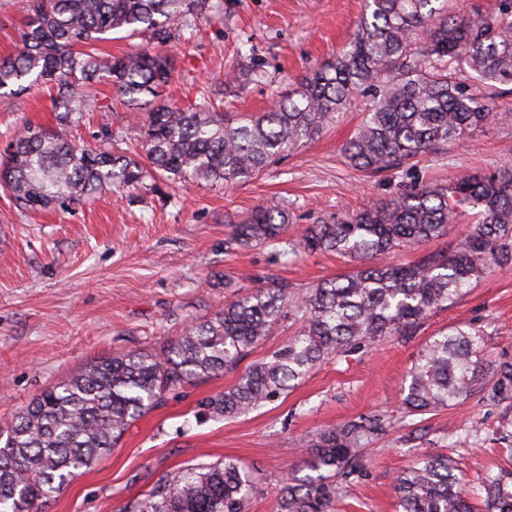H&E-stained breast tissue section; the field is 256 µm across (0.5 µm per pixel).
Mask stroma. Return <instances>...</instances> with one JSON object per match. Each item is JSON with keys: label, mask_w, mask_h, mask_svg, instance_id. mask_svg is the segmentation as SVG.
I'll use <instances>...</instances> for the list:
<instances>
[{"label": "stroma", "mask_w": 512, "mask_h": 512, "mask_svg": "<svg viewBox=\"0 0 512 512\" xmlns=\"http://www.w3.org/2000/svg\"><path fill=\"white\" fill-rule=\"evenodd\" d=\"M363 9L364 0H224L223 13L199 18L195 31L168 44L176 73L167 94L196 108L220 88L226 112L268 111L289 86L346 47ZM27 19L20 0H0V58L19 49ZM251 68L263 70L264 81L225 84L226 73ZM85 91L92 110L68 127L69 138L94 146L108 127L116 152L140 138L111 83ZM362 118L360 109L346 112L311 143L231 187L190 181L112 188L46 211L19 208L0 190V426L88 362L160 347L239 291L284 282L302 294L352 271V262L330 253H289V242L311 224L373 206L416 183L512 163V120H496L413 166L364 173L341 152ZM28 121L57 124L44 86L0 94V155ZM272 199L291 215L282 242L225 250L233 224ZM228 278L233 287H225ZM455 325L482 331L488 367L512 361V267L487 271L414 334L326 361L248 414L194 417L198 403L232 387L237 373L186 388L133 422L111 452L79 470L38 512H118L162 475L225 458L254 473L248 512H274L278 490L306 475L321 433L373 414L387 415L392 425L361 450V468L341 481L335 512H399L395 478L426 456L452 457L468 488H476L486 476L512 471V411L487 386L420 414L403 403L418 351Z\"/></svg>", "instance_id": "obj_1"}]
</instances>
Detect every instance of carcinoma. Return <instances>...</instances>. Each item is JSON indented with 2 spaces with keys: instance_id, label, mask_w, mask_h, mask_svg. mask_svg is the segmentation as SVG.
<instances>
[{
  "instance_id": "obj_1",
  "label": "carcinoma",
  "mask_w": 512,
  "mask_h": 512,
  "mask_svg": "<svg viewBox=\"0 0 512 512\" xmlns=\"http://www.w3.org/2000/svg\"><path fill=\"white\" fill-rule=\"evenodd\" d=\"M346 48L276 101L268 112L233 120L210 108L155 102L170 83L174 58L164 47L213 0H24L27 29L17 53L0 59V90L44 83L59 125L91 104L83 86L105 78L130 104L143 106L139 151L79 147L48 127L25 123L0 164V185L24 209L66 208L107 187L144 181L221 182L261 174L276 157L313 140L339 115L369 100L342 153L363 171L399 170L489 125L495 99L512 92V0L496 11L460 14L449 0H365ZM150 33L153 49L121 58L97 48L105 34ZM150 95L152 99L143 100ZM465 236L409 266L377 258L406 244L445 238L468 213ZM289 223L278 202L233 226L229 250L278 241ZM291 250L332 252L364 264L317 283L302 296L286 283L257 288L194 323L163 347L129 350L68 374L0 431V512H38L76 471L110 452L140 416L224 371L262 344L284 314L300 327L229 389L200 403L199 415H245L295 387L318 364L368 351L415 331L435 310L462 296L492 267L512 264V165L469 172L448 185L418 183L380 204L309 227ZM484 336L453 326L431 337L408 372L411 412L448 407L484 383L512 400V361L486 379ZM380 414L325 431L306 460L312 474L280 490L275 512H332L336 478L357 471L359 449L385 431ZM447 456L423 458L395 479L402 512H474ZM251 472L233 460L186 467L160 477L123 512H247ZM485 512H512V473L483 483Z\"/></svg>"
}]
</instances>
